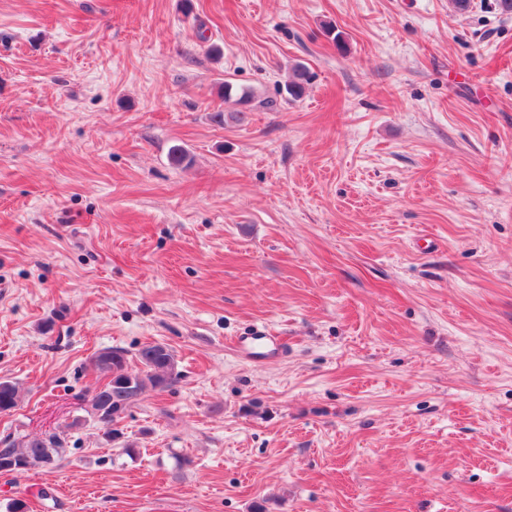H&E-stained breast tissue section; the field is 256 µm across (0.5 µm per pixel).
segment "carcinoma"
<instances>
[{
	"mask_svg": "<svg viewBox=\"0 0 512 512\" xmlns=\"http://www.w3.org/2000/svg\"><path fill=\"white\" fill-rule=\"evenodd\" d=\"M310 79L306 67H293L285 85L288 96L297 99L302 96L305 85ZM252 94L248 90L237 92L229 83H224V102L240 107L251 102ZM141 369L132 372L128 368V354L121 348H107L98 353L95 367L106 379L99 393L103 408L112 412H126L139 401L146 389L164 391L177 379L175 355L166 345L149 343L136 354ZM18 405V388L10 380L0 379V408L15 409ZM65 452V438L57 433L25 439L6 437L0 441V462L19 460L25 469L45 466L60 460Z\"/></svg>",
	"mask_w": 512,
	"mask_h": 512,
	"instance_id": "carcinoma-1",
	"label": "carcinoma"
}]
</instances>
